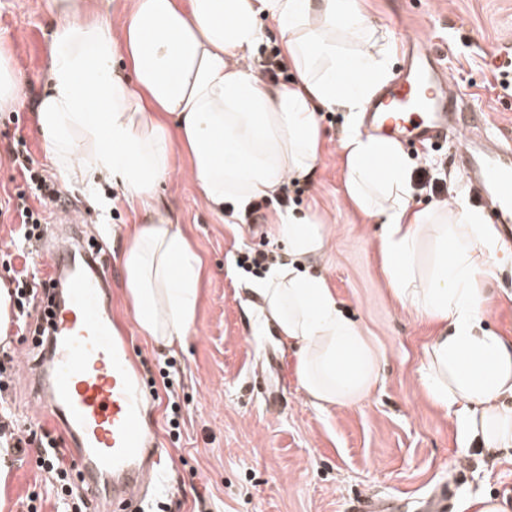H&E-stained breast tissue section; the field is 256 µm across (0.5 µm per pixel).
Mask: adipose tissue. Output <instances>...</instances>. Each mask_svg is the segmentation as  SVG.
Returning <instances> with one entry per match:
<instances>
[{
    "instance_id": "adipose-tissue-1",
    "label": "adipose tissue",
    "mask_w": 512,
    "mask_h": 512,
    "mask_svg": "<svg viewBox=\"0 0 512 512\" xmlns=\"http://www.w3.org/2000/svg\"><path fill=\"white\" fill-rule=\"evenodd\" d=\"M48 88L36 120L51 162L72 178H109L129 202L149 203L175 145L216 211L241 210L309 177L321 153L319 115L351 116L341 136L346 193L382 226L383 271L403 309L436 323L422 388L479 447L512 450V340L484 329L492 234L459 199L420 209L396 142L361 132L360 115L390 78L391 50L357 0H135L120 36L85 0H52ZM277 27L293 72L258 81L246 64ZM387 159L384 170L375 160ZM290 263L254 284L263 325L295 351L305 399L352 405L380 379V356L308 263L325 249L316 217L277 212L272 226ZM124 288L139 331L181 343L205 268L181 228L147 216L128 228Z\"/></svg>"
}]
</instances>
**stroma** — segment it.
I'll return each mask as SVG.
<instances>
[{"instance_id": "1", "label": "stroma", "mask_w": 512, "mask_h": 512, "mask_svg": "<svg viewBox=\"0 0 512 512\" xmlns=\"http://www.w3.org/2000/svg\"><path fill=\"white\" fill-rule=\"evenodd\" d=\"M52 0H0V44L24 77L12 111L0 112V204L21 178L7 147L21 131L39 166L73 197L104 236L114 269L112 296L129 329L139 363L150 368L155 399L152 423L167 450L153 490L135 497L137 512H349L361 499L393 502L395 512H415L436 486L450 484L457 501L489 498L512 512V461L495 459L461 434L452 416L423 391L420 368L435 326L404 310L382 271L381 226L359 212L345 191L340 134L341 112L321 113L324 144L314 173L298 182L295 210L315 214L329 229L325 252L314 260L343 310L362 328L381 356L380 381L361 402L317 408L299 389L296 357L274 329L261 327L249 289L254 275L236 264L247 250L282 253L271 230L277 202L262 208L257 223L213 211L193 181L191 159L175 146L171 168L157 187L154 207L179 224L202 256L206 275L194 323L183 345L164 347L136 331L131 303L122 286L121 256L126 229L141 223L99 176L74 181L48 159L35 108L45 89ZM393 48L400 68L399 36L421 39L458 84L469 103L487 113L501 140H512V88H502L494 71L512 72V0H359ZM411 167L426 166L446 177L451 196H466L449 147L408 151ZM110 198L102 210L89 190ZM486 329L512 338V253L489 285ZM0 344V361L17 372L0 405L18 425L33 423L36 410L24 385L20 354L31 339L10 333ZM173 362L172 388L160 366ZM180 406L179 427L170 431L167 404ZM0 512H27L38 495L41 512H57V497L41 480L32 460H0Z\"/></svg>"}]
</instances>
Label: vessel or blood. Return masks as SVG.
<instances>
[{
  "label": "vessel or blood",
  "instance_id": "obj_1",
  "mask_svg": "<svg viewBox=\"0 0 512 512\" xmlns=\"http://www.w3.org/2000/svg\"><path fill=\"white\" fill-rule=\"evenodd\" d=\"M464 102L430 53L413 48L400 74L367 105L365 127L409 144L449 145L472 199L511 246L512 146L486 137L485 112ZM50 221L66 225L70 238L53 259L65 286L50 316L47 349L28 352L26 374L40 415L58 421L68 435L84 486L112 485L124 502L158 471L164 450L146 428L150 397L112 308L104 244L86 246L82 220L67 197L52 205Z\"/></svg>",
  "mask_w": 512,
  "mask_h": 512
}]
</instances>
